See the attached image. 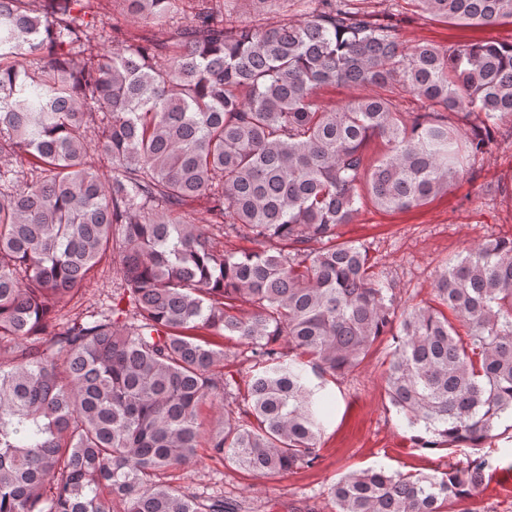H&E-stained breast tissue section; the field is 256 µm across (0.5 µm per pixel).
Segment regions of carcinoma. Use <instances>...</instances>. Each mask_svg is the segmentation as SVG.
<instances>
[{
    "instance_id": "obj_1",
    "label": "carcinoma",
    "mask_w": 512,
    "mask_h": 512,
    "mask_svg": "<svg viewBox=\"0 0 512 512\" xmlns=\"http://www.w3.org/2000/svg\"><path fill=\"white\" fill-rule=\"evenodd\" d=\"M117 2L160 25L177 11ZM309 2L272 28L204 7L157 48L85 20L90 0H0V512H232L222 494L156 481L198 458L201 406L244 403L210 434L225 462L312 468L328 382L383 336L390 404L435 435L416 447L476 448L512 415V238L447 261L435 304L402 308L367 249L336 235L366 202L419 207L472 173L512 121V42L408 47L360 0ZM408 5L512 23V0ZM328 85L367 93L326 105ZM402 92L422 111H401ZM198 199L205 223L182 219ZM218 234L257 248L218 250ZM106 254L122 293L56 324L48 300L73 296ZM203 330L246 346V392L217 378L226 354ZM494 470L485 455L439 476L368 468L331 493L336 512H444Z\"/></svg>"
}]
</instances>
